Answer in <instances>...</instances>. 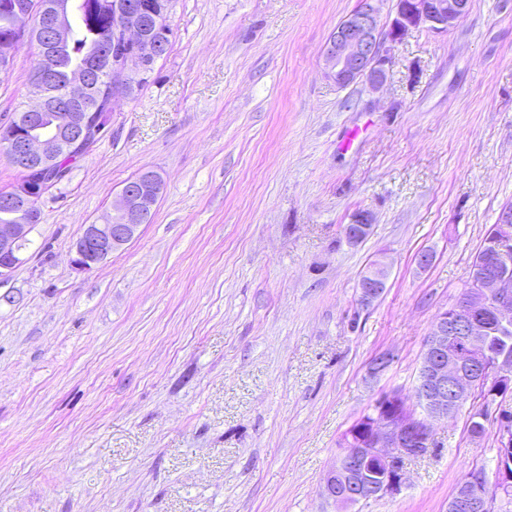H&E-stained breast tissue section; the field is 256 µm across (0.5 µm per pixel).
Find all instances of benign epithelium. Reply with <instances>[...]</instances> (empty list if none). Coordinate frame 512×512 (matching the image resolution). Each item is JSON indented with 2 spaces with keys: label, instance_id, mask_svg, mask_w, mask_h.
I'll list each match as a JSON object with an SVG mask.
<instances>
[{
  "label": "benign epithelium",
  "instance_id": "7a95c632",
  "mask_svg": "<svg viewBox=\"0 0 512 512\" xmlns=\"http://www.w3.org/2000/svg\"><path fill=\"white\" fill-rule=\"evenodd\" d=\"M69 0H57L48 13L38 0H6L3 6L12 19L11 30L0 35V66H9L17 43L31 39L37 46V59L60 49L72 38L67 20ZM112 9V32L102 40L95 58L71 71L61 100L53 101L40 93L29 94L26 122L15 120L0 130V149L21 174L20 182L0 192V207L13 210L15 224H0V279L9 276L21 263L19 251L32 228L40 223V200L56 185L47 176L65 154H81L103 132L96 106L112 112V104L131 96V89L147 79L150 68L165 55L167 42L156 36L167 32L171 9L160 8L155 0H102ZM468 0H396L395 14L388 24L381 23L378 0H361L331 33L324 48L328 76L339 86L364 83L376 90L384 85L391 65V48L414 29L426 28L442 34L462 19ZM66 110L64 123L52 130L39 126L51 109ZM164 190L161 177L144 173L122 188L112 200V213L101 224H87L72 251L71 265L79 272L98 268L115 251L135 238L141 228L138 219L145 204L158 199ZM373 213L354 211L341 226V239L355 247L361 232L369 231ZM496 238L489 242L488 254L496 266L472 271L469 284L450 309L441 310L431 324L419 370L417 387L425 396L418 399L425 415H419L409 398L398 391L389 399L403 402L404 411L389 413V404L376 399L369 410V431L365 440L350 434L345 447L330 469L344 478L363 471L364 462L375 458L386 469L387 479L375 483L366 479L356 491L341 495L333 483L324 482L329 499L352 506L385 495L398 493L405 483V461L424 456L431 446V424L452 415L466 403L481 379L465 377L468 369L491 373L485 387L512 375V360L499 357L488 363L484 344L483 319L490 316L502 322L512 320V263L507 253L512 247V205L500 211ZM389 270L383 261L374 262L359 283V305L368 307L383 294ZM512 485V474H504L500 459L491 470L475 469L449 504L450 512H489L495 489Z\"/></svg>",
  "mask_w": 512,
  "mask_h": 512
}]
</instances>
